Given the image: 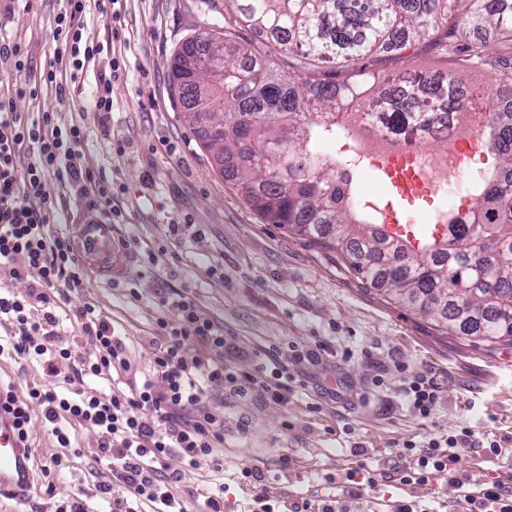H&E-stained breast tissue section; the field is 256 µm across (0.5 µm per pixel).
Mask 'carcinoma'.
Here are the masks:
<instances>
[{"instance_id": "carcinoma-1", "label": "carcinoma", "mask_w": 512, "mask_h": 512, "mask_svg": "<svg viewBox=\"0 0 512 512\" xmlns=\"http://www.w3.org/2000/svg\"><path fill=\"white\" fill-rule=\"evenodd\" d=\"M243 28L272 39L250 41ZM485 28L501 40L456 43ZM424 40L465 63H497L512 48V0H428L423 11L408 0H224V23L183 41L171 68L189 58L205 64L198 81L177 83L179 102L196 127L207 91L224 141L215 145L203 131V147L224 159L222 173L266 223L335 254L346 273L442 333L512 344V107L489 109L483 139L491 176L464 220L436 216L444 222L439 244L434 234L418 246L378 234L382 209L356 200L354 180L340 179L336 160L317 150L359 121L360 113L336 109L366 95L376 98L377 123L390 133L416 131L428 149L448 140L450 116L465 120L456 70H402L384 88V73L370 70ZM273 51L288 57L287 70L266 67ZM478 240L493 244V256H476ZM400 243L410 253L403 263L393 261Z\"/></svg>"}]
</instances>
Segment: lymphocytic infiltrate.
Returning <instances> with one entry per match:
<instances>
[{"instance_id": "lymphocytic-infiltrate-1", "label": "lymphocytic infiltrate", "mask_w": 512, "mask_h": 512, "mask_svg": "<svg viewBox=\"0 0 512 512\" xmlns=\"http://www.w3.org/2000/svg\"><path fill=\"white\" fill-rule=\"evenodd\" d=\"M91 2L101 14L111 15L113 0H66L64 12L54 18L56 48L42 82L63 101L75 94L74 83L85 62L104 51L103 45L82 39L79 21ZM35 93V87L20 85L13 95H0V273L28 284L22 294L0 287V324L11 329L8 345L14 353L48 370L74 360L75 387L65 393L34 388L24 399L0 388V409L12 414L24 442L29 439L33 401L42 406L60 447L70 445L68 423L96 431L100 456L111 461L113 472L132 491L129 498L115 499L111 485H102L101 494L111 498V512H139L144 502L156 505V512H184L172 492L181 475L168 471V460L178 459L190 469L222 467L216 452L224 445V417L212 411L207 400L212 386L236 381L224 370V330L188 296L160 300L156 333L162 344L140 385L107 394L90 388V381L130 372L132 365L114 325L90 302L73 314L90 339L89 354L75 353L55 340L59 318L51 292L62 284L78 286L83 268L72 238L50 229L59 215L48 203L44 186L53 175L103 200L112 190L94 177L81 123L60 126L46 113L32 119L16 112V98ZM24 150L32 160L23 167L19 159ZM188 407L194 410L192 418H182ZM475 445V432L468 427L432 440L423 449L405 444L409 464L397 468V478L412 485L440 476L450 485L464 486L467 479L457 464L462 452Z\"/></svg>"}]
</instances>
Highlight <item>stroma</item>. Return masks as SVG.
Masks as SVG:
<instances>
[{
	"label": "stroma",
	"instance_id": "35a3bbf8",
	"mask_svg": "<svg viewBox=\"0 0 512 512\" xmlns=\"http://www.w3.org/2000/svg\"><path fill=\"white\" fill-rule=\"evenodd\" d=\"M64 0H15L0 17V44L21 45L26 66L0 63V92L48 65L55 47L53 18ZM117 19L88 7L80 20L84 39L108 46V58L89 65L81 92L60 101L51 89L16 99L15 108L35 119L53 113L64 126L82 121L96 177L112 187L100 203L48 177L45 194L65 217L57 231L69 234L83 216L117 210L112 231L133 240L111 277L85 273L77 288L60 286L57 332L77 352L90 342L69 315L92 301L110 317L130 361L147 371L161 343L155 334L159 299L183 294L223 327L224 367L237 375L255 371L258 355L287 377L291 390L277 403L256 393L214 388L208 404L224 416L222 470L187 472L173 492L185 512H202L211 493L224 494V512H254L265 495L273 512H380L411 501L426 512H453L456 489L445 480L405 486L392 476L352 497L351 472L384 469L406 442L425 446L459 427L497 440L503 452L462 453L459 468L471 488L501 480L512 483V345H487L438 332L433 323L383 298L336 267L332 254L309 246L266 223L223 177L183 118L169 63L180 44L210 21L195 0H118ZM120 62L112 81V112L100 123L91 94L109 59ZM466 186L452 183L447 194L395 199L403 223L423 224L430 215L459 204ZM186 225L183 239L169 227ZM142 295L127 298L129 287ZM71 363L48 372L7 350L0 354V385L18 396L55 388L73 375ZM435 376L442 387L429 418L412 409L406 394L409 373ZM33 486L21 500H0V512H64L72 500L90 512H107L98 491L112 485L116 498L129 489L115 480L96 453L98 435L69 425L71 445L60 448L38 403L30 405ZM63 464L51 466L54 455ZM264 474L261 484L244 482L242 467Z\"/></svg>",
	"mask_w": 512,
	"mask_h": 512
}]
</instances>
